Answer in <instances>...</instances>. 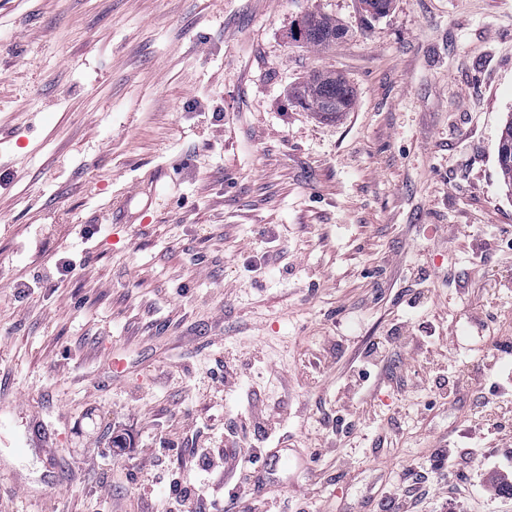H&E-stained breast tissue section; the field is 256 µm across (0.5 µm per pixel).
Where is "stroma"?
Instances as JSON below:
<instances>
[{
  "mask_svg": "<svg viewBox=\"0 0 512 512\" xmlns=\"http://www.w3.org/2000/svg\"><path fill=\"white\" fill-rule=\"evenodd\" d=\"M310 13L347 37L293 40ZM318 71L349 82L351 111L296 104ZM510 113L512 0L375 19L360 0H0V512H103L109 494L142 512L160 475L194 476L189 419L211 447L236 426L266 451L262 410L292 449L278 512H376L409 470L418 512H512L484 492L494 460L465 501L430 463L512 407ZM72 255L52 286L13 288ZM368 348L380 381L360 388ZM479 368L497 403L427 410Z\"/></svg>",
  "mask_w": 512,
  "mask_h": 512,
  "instance_id": "35a3bbf8",
  "label": "stroma"
}]
</instances>
